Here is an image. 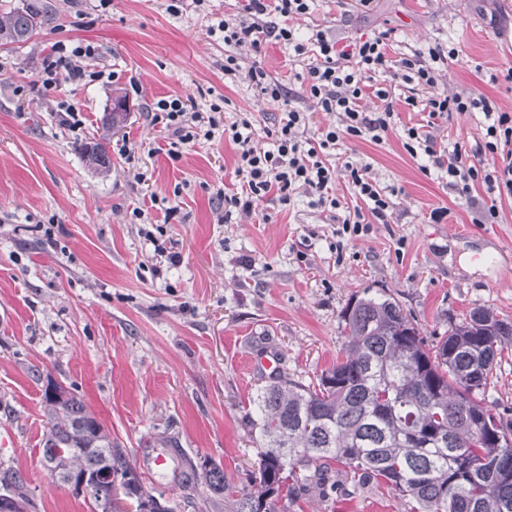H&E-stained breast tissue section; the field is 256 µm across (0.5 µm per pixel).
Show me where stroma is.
Listing matches in <instances>:
<instances>
[{"label":"stroma","instance_id":"stroma-1","mask_svg":"<svg viewBox=\"0 0 512 512\" xmlns=\"http://www.w3.org/2000/svg\"><path fill=\"white\" fill-rule=\"evenodd\" d=\"M52 15L21 48L0 47V462L21 474L32 512H92L54 483L41 459L47 431L45 386L81 398L131 458L175 439L194 462L224 469L227 487L247 485L257 448L245 416L268 381L255 356L309 385L335 364L345 337L341 311L364 291L391 295L427 336H442L476 307L512 323V200L481 221L484 187L457 196L426 156L402 146L404 127L425 124L418 96L396 83L397 116L383 143L342 139L338 158L369 165L383 187L399 188L390 223L340 237L333 213L298 197L284 210L233 215L219 223V191H235L233 145L218 137L168 154L169 135L151 126L149 105L170 95L207 105L228 98L227 117L252 113L258 132L274 128L278 105L226 80L224 46L206 34L211 15H231L235 0L176 18L164 0H38ZM336 38L391 29L392 56L434 43L453 45L457 61L439 87L476 91L512 109V92L490 74L512 67V0H318L301 28ZM98 46L91 68L111 79L43 93L34 84L41 56L59 40ZM136 78L138 89L128 80ZM128 101L122 128L107 125L116 94ZM76 103L84 124L62 123L59 99ZM484 116L439 120L437 142L480 141ZM127 141L132 159L112 155L101 172L85 147ZM178 196L180 211L153 243L131 222L144 196ZM447 208L441 222L430 213ZM53 223L45 238L43 226ZM290 512H404L387 489L304 500Z\"/></svg>","mask_w":512,"mask_h":512}]
</instances>
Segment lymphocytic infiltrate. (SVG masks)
<instances>
[{"mask_svg":"<svg viewBox=\"0 0 512 512\" xmlns=\"http://www.w3.org/2000/svg\"><path fill=\"white\" fill-rule=\"evenodd\" d=\"M314 0H238L237 12L213 20L207 33L223 41L224 74L244 78L263 98L282 104L283 115L273 130L258 135L251 113H239L236 120L224 123L222 106L211 104L201 112L180 96L153 102L149 112L151 125L165 129L171 138V157H178L180 147L212 141L216 133L237 147L236 173L241 176L239 190L224 195V215H252L270 202L290 207L298 195H306L312 205L325 211L339 208L337 181H347L361 207L345 214L341 234L358 237L371 225L389 223L398 191L380 187L369 175L368 166L350 161L332 165L329 158L340 139L368 138L382 141L395 120L391 87L401 81L429 89L425 103L406 97L409 106H424L429 120L465 114L483 113L487 125L482 143L467 148L454 144L451 150L438 148L430 132L411 126L404 128L402 145L410 155L422 154L432 160L441 178L459 197H470L475 185H483L487 198L481 210L484 220L495 219L498 201L512 199V113L482 93L437 91L436 86L450 61L456 60V48L436 45L413 54L391 59L392 33L377 34L345 41L315 27L301 33L297 22L309 15ZM283 45L304 63L299 92H288L256 60L248 71H241L240 50L261 55L268 43ZM97 46L78 41L55 42L41 61L38 82L43 90L56 92L66 83L90 84L103 78L100 70L88 68L98 57ZM383 83L374 90L381 102L376 111H365L361 101L367 83L374 77ZM311 102L321 112L336 116L337 121L309 135V117L300 101ZM499 157L498 165L485 166L486 156Z\"/></svg>","mask_w":512,"mask_h":512,"instance_id":"f902f5d3","label":"lymphocytic infiltrate"}]
</instances>
